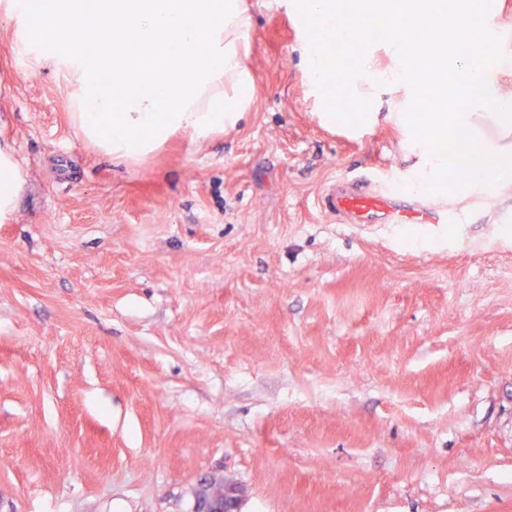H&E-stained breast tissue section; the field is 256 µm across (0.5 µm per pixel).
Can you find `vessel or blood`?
Returning <instances> with one entry per match:
<instances>
[{"mask_svg": "<svg viewBox=\"0 0 512 512\" xmlns=\"http://www.w3.org/2000/svg\"><path fill=\"white\" fill-rule=\"evenodd\" d=\"M326 209L344 218L349 224H445L447 210L412 204L403 200L397 186H372L362 189L349 182H341L326 193Z\"/></svg>", "mask_w": 512, "mask_h": 512, "instance_id": "1", "label": "vessel or blood"}]
</instances>
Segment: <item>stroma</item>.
<instances>
[{"label": "stroma", "mask_w": 512, "mask_h": 512, "mask_svg": "<svg viewBox=\"0 0 512 512\" xmlns=\"http://www.w3.org/2000/svg\"><path fill=\"white\" fill-rule=\"evenodd\" d=\"M253 105L135 161L0 0V512H512V184L459 224H340L339 179L411 175L399 127L320 124L301 24L244 0ZM22 184V170L13 162L9 151L0 149V222L6 221L14 210ZM225 483L233 482L219 480L210 485L212 493L224 496L223 502L209 496L203 486H198L194 492L193 512H240L243 490L239 486L224 489Z\"/></svg>", "instance_id": "stroma-1"}]
</instances>
